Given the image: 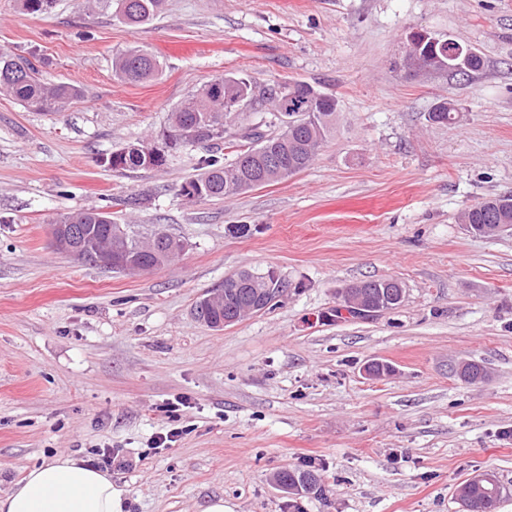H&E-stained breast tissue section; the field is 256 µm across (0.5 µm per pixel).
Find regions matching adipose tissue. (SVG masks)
Segmentation results:
<instances>
[{
    "label": "adipose tissue",
    "instance_id": "adipose-tissue-1",
    "mask_svg": "<svg viewBox=\"0 0 512 512\" xmlns=\"http://www.w3.org/2000/svg\"><path fill=\"white\" fill-rule=\"evenodd\" d=\"M0 512H126V503L110 472L62 455L0 494Z\"/></svg>",
    "mask_w": 512,
    "mask_h": 512
}]
</instances>
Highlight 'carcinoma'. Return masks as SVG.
Instances as JSON below:
<instances>
[{
    "mask_svg": "<svg viewBox=\"0 0 512 512\" xmlns=\"http://www.w3.org/2000/svg\"><path fill=\"white\" fill-rule=\"evenodd\" d=\"M29 13L49 14L57 0H20ZM165 0H85L90 14L100 9H113V15L122 23L137 27L147 23L163 9ZM422 62L441 60L439 72L469 76L484 67V58L475 49L451 38L416 45ZM161 69L158 57L138 47H132L112 58V72L124 81L140 82L154 77ZM223 91H215L209 81L181 101L169 113V126L161 140L181 144L185 150L217 142L233 148L234 158L211 154L199 160L200 173L179 187V194L196 200L229 199L247 190L279 182L311 166L318 152L336 128L337 100L308 82L291 80L282 84L288 94V104L274 96V86L259 84L251 79L227 75L220 78ZM0 93L16 100L25 109L54 113L81 96L79 88L69 83L48 84L40 78L38 66L30 59L0 51ZM266 109L268 115L249 126V132L240 135L233 131L242 120V106ZM454 104L442 100L432 112L429 121L448 124L456 119ZM155 141L138 140L112 153L104 164L114 171L158 169L167 165L162 156H153ZM460 223L465 231L482 237H496L512 232V195L486 197L461 212ZM60 224H84L104 237L123 238L131 254L141 256L143 239L133 234L125 224L112 222L107 212L99 210L69 213L58 218ZM282 287L273 273L242 271L224 280V307L207 310L206 322L216 326L220 321L249 315L255 301L269 296L268 290ZM358 289L364 301L365 312L358 313L342 304L352 316L385 313L400 306L404 290L393 279H369L349 284ZM484 366L473 360L466 362L460 380L475 384L485 381ZM276 478L293 493H320V478L312 470L287 468ZM479 512H495L497 503L506 494V488L488 483L478 485L466 482L459 487Z\"/></svg>",
    "mask_w": 512,
    "mask_h": 512,
    "instance_id": "cac0c4a2",
    "label": "carcinoma"
}]
</instances>
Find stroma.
I'll list each match as a JSON object with an SVG mask.
<instances>
[{
    "label": "stroma",
    "instance_id": "35a3bbf8",
    "mask_svg": "<svg viewBox=\"0 0 512 512\" xmlns=\"http://www.w3.org/2000/svg\"><path fill=\"white\" fill-rule=\"evenodd\" d=\"M416 29L477 49L483 69L405 76L394 63ZM132 46L159 57L157 78L113 75ZM1 50L83 95L45 115L0 94V492L61 455L108 468L128 512L216 498L229 512H463L457 485L484 471L512 490V236L458 221L512 194V0H166L136 28L80 0L48 15L0 0ZM229 74L335 95L310 168L192 201L178 189L208 148L160 171L103 165ZM443 99L457 119L429 123ZM92 208L184 249L145 273L53 249L51 224ZM242 270L274 272L284 295L221 330L198 321L195 303ZM383 277L402 283L400 308L339 312L343 286ZM455 359L487 379L461 382ZM372 360L392 373L369 377ZM178 398L187 432L154 447ZM288 467L319 474L323 494L279 490Z\"/></svg>",
    "mask_w": 512,
    "mask_h": 512
}]
</instances>
